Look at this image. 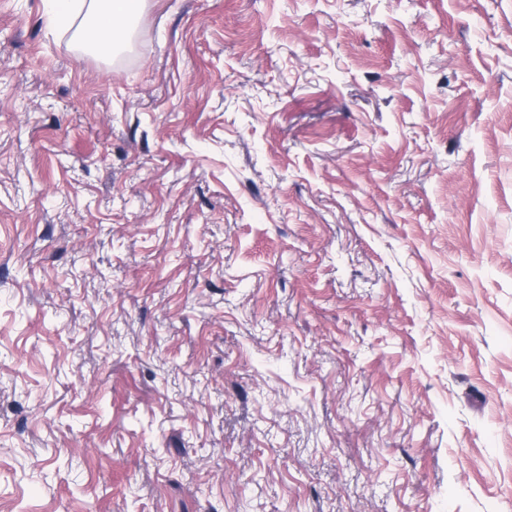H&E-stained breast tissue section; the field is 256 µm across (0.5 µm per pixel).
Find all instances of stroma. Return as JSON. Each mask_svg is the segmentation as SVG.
I'll list each match as a JSON object with an SVG mask.
<instances>
[{"label": "stroma", "mask_w": 512, "mask_h": 512, "mask_svg": "<svg viewBox=\"0 0 512 512\" xmlns=\"http://www.w3.org/2000/svg\"><path fill=\"white\" fill-rule=\"evenodd\" d=\"M0 0V512H512V0ZM46 23L51 31L68 32L83 47L103 55L124 47L132 24L146 0H46ZM78 21V23H77Z\"/></svg>", "instance_id": "35a3bbf8"}]
</instances>
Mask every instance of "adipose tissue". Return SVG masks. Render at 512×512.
<instances>
[{"label": "adipose tissue", "instance_id": "adipose-tissue-1", "mask_svg": "<svg viewBox=\"0 0 512 512\" xmlns=\"http://www.w3.org/2000/svg\"><path fill=\"white\" fill-rule=\"evenodd\" d=\"M50 30L73 32L83 47L108 55L124 47L146 0H46Z\"/></svg>", "mask_w": 512, "mask_h": 512}]
</instances>
